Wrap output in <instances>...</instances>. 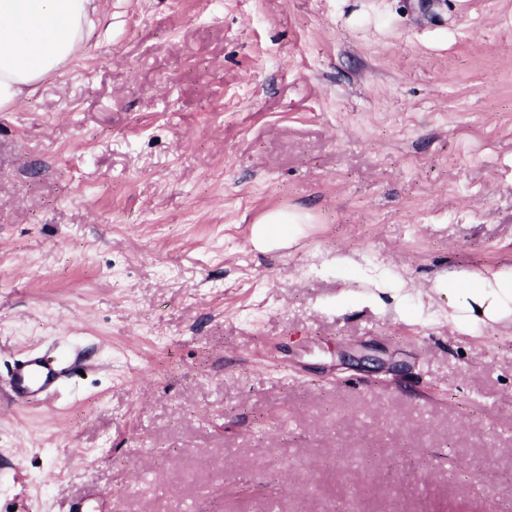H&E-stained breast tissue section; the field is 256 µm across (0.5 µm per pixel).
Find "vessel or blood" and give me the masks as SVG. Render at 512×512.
I'll list each match as a JSON object with an SVG mask.
<instances>
[{
    "label": "vessel or blood",
    "mask_w": 512,
    "mask_h": 512,
    "mask_svg": "<svg viewBox=\"0 0 512 512\" xmlns=\"http://www.w3.org/2000/svg\"><path fill=\"white\" fill-rule=\"evenodd\" d=\"M84 367L82 353L49 356L32 354L15 363L9 375L10 395L23 407L52 395L62 383L72 380Z\"/></svg>",
    "instance_id": "b4317fda"
}]
</instances>
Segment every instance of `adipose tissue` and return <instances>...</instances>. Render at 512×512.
I'll list each match as a JSON object with an SVG mask.
<instances>
[{"mask_svg":"<svg viewBox=\"0 0 512 512\" xmlns=\"http://www.w3.org/2000/svg\"><path fill=\"white\" fill-rule=\"evenodd\" d=\"M88 0H0V110L8 109L56 72L81 48L91 19ZM441 287L459 289L460 308L478 321L512 315V269L488 277L448 276Z\"/></svg>","mask_w":512,"mask_h":512,"instance_id":"adipose-tissue-1","label":"adipose tissue"}]
</instances>
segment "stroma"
I'll use <instances>...</instances> for the list:
<instances>
[{
	"label": "stroma",
	"instance_id": "obj_1",
	"mask_svg": "<svg viewBox=\"0 0 512 512\" xmlns=\"http://www.w3.org/2000/svg\"><path fill=\"white\" fill-rule=\"evenodd\" d=\"M88 8L0 111V512H512V318L437 287L512 267V0ZM254 231V244L258 247L265 246L271 236V224H304L300 215L296 213L273 212L258 222ZM84 367L80 352L49 356L32 354L15 363L9 375L10 395L23 407L52 395L62 383L72 380Z\"/></svg>",
	"mask_w": 512,
	"mask_h": 512
}]
</instances>
